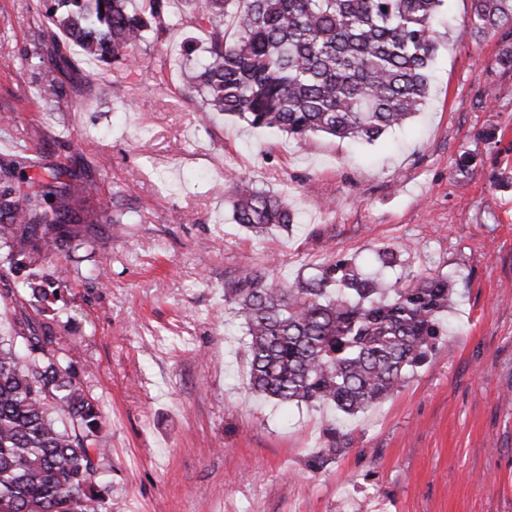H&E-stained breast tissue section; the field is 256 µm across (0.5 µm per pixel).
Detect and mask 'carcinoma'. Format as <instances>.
<instances>
[{
	"label": "carcinoma",
	"mask_w": 512,
	"mask_h": 512,
	"mask_svg": "<svg viewBox=\"0 0 512 512\" xmlns=\"http://www.w3.org/2000/svg\"><path fill=\"white\" fill-rule=\"evenodd\" d=\"M185 2L188 21L210 26L206 57L185 71L202 112L285 132L302 147L318 133L371 143L427 98L444 0ZM470 3L466 28L500 36L497 64L512 70V0ZM169 4L54 0L46 18L83 56L122 70L173 24ZM61 94L55 71L44 70L41 98ZM478 160L476 151H461L456 173H474ZM31 168L42 175H27ZM64 176L30 156L0 171L1 266H33L81 236L71 202L96 185ZM228 183L235 223L255 234L293 224L286 196L235 176ZM36 277L18 284L0 273V299H22L15 333L24 340L18 349L0 339V512H105L96 481L109 457L102 416L56 346L58 281ZM452 292L440 272L409 274L389 288L338 256L289 287L244 269L224 283V302L244 328L251 391L352 416L396 395L407 369L427 358L444 335Z\"/></svg>",
	"instance_id": "cac0c4a2"
}]
</instances>
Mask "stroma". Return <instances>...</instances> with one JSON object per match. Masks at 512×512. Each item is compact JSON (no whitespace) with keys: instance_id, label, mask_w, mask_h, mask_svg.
<instances>
[{"instance_id":"obj_1","label":"stroma","mask_w":512,"mask_h":512,"mask_svg":"<svg viewBox=\"0 0 512 512\" xmlns=\"http://www.w3.org/2000/svg\"><path fill=\"white\" fill-rule=\"evenodd\" d=\"M469 10L445 0L428 98L405 126L301 149L200 112L181 76L185 41L206 44L197 26L113 74L77 57L44 104L47 21L38 0H0V166L26 150L100 188L89 234L39 266L62 280L53 327L104 421L108 512H512V183L493 180L512 179V70L499 37L464 31ZM466 149L481 164L465 178ZM229 172L286 195L296 223L261 237L236 224ZM385 246L456 291L400 393L354 416L252 394L225 280L251 269L287 286L339 254L372 271ZM333 430L346 448L311 469Z\"/></svg>"}]
</instances>
